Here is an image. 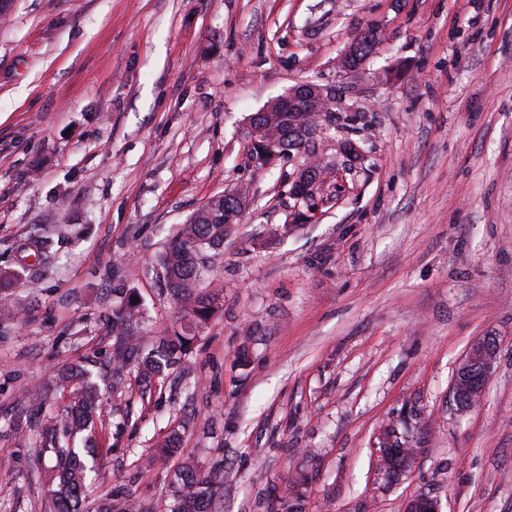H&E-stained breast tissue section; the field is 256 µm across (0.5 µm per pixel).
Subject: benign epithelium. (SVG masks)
I'll return each mask as SVG.
<instances>
[{
  "instance_id": "1",
  "label": "benign epithelium",
  "mask_w": 512,
  "mask_h": 512,
  "mask_svg": "<svg viewBox=\"0 0 512 512\" xmlns=\"http://www.w3.org/2000/svg\"><path fill=\"white\" fill-rule=\"evenodd\" d=\"M280 111L288 114V125L298 124L295 133L302 137L307 154L318 157L319 143L326 138L329 127L319 123L305 122L303 118L308 112H330L336 105V93L332 88L322 85L314 88L304 81L292 86L288 92L273 101ZM256 117L248 118L249 152L252 163L265 161L272 164L285 155L280 140L274 137H264L263 142H257L255 129ZM337 149L351 164L356 165L363 160L362 151L355 143L344 140L337 143ZM322 167L318 164L307 163L301 165L295 175L293 190L295 196L305 202L316 197L320 182L318 173ZM498 349L487 342V338L475 341L459 363L452 380V397L461 411H467L478 404L483 397L485 387L477 386L476 374H481L483 382H488L494 364L497 360ZM403 436L397 428L389 427L379 437L377 454L380 458L379 469L389 479H395L405 472L415 461L419 449L406 448L404 445L396 446L394 441L402 440ZM405 512H441L440 502L437 498L420 494L410 499Z\"/></svg>"
}]
</instances>
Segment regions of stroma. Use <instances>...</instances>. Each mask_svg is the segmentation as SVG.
<instances>
[{"mask_svg":"<svg viewBox=\"0 0 512 512\" xmlns=\"http://www.w3.org/2000/svg\"><path fill=\"white\" fill-rule=\"evenodd\" d=\"M359 71L339 61L368 29ZM302 80L337 89L314 218L256 168L246 120ZM364 153L348 167L335 144ZM250 188L203 287L223 305L191 354L111 391L103 317L134 296L140 347L185 320L153 267L214 195ZM67 239L39 270L24 243ZM0 512H52L62 369L93 359L101 417L87 512H169L176 468L222 471L221 512H512V0H14L0 23ZM498 343L484 399L457 412L470 345ZM39 387L43 403L29 391ZM421 448L389 482L378 434ZM172 458L157 456L170 431Z\"/></svg>","mask_w":512,"mask_h":512,"instance_id":"35a3bbf8","label":"stroma"}]
</instances>
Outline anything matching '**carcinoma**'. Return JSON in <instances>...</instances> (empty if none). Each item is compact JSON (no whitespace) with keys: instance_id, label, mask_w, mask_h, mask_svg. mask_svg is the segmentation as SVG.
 Listing matches in <instances>:
<instances>
[{"instance_id":"carcinoma-1","label":"carcinoma","mask_w":512,"mask_h":512,"mask_svg":"<svg viewBox=\"0 0 512 512\" xmlns=\"http://www.w3.org/2000/svg\"><path fill=\"white\" fill-rule=\"evenodd\" d=\"M261 129L284 140L290 150L302 155L307 152L298 137L288 135V126L279 113H269ZM226 209L236 211L234 206L224 204V195L211 197L191 214L158 259L157 277L163 288L180 301L188 325L167 339L161 348L137 362L138 373L145 379L161 377L178 366L192 351L195 342L193 328L206 323L221 304L218 293L203 294L198 291V280L210 258L209 252L224 245V238L234 229V225L224 223ZM55 236L56 233L48 231L31 243L35 259L44 270L57 266L59 261ZM137 322V311L132 308L121 306L112 312V335L116 344L113 363L120 369L136 358L137 344L131 330ZM90 375L91 372L83 366H74L63 374L60 382H73L79 386L69 412L61 422L52 417L42 420L43 433L50 437L57 448L53 469L56 489L52 490L54 512H85L90 468L79 458L71 440L95 421L97 388ZM221 479L218 471L207 476L188 467L174 471L172 487L175 503L170 512H214L212 488Z\"/></svg>"}]
</instances>
